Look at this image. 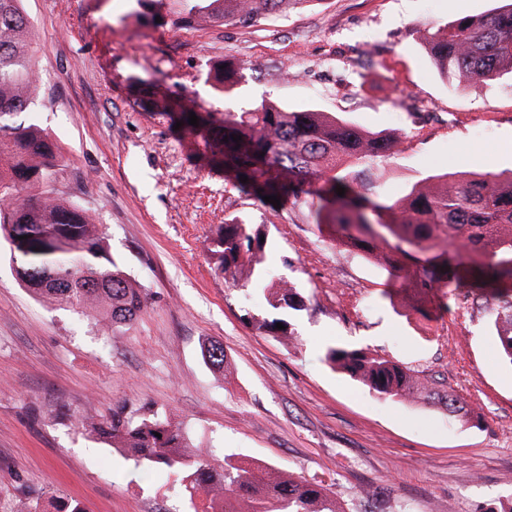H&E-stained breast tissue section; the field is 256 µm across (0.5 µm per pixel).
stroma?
<instances>
[{
    "label": "stroma",
    "mask_w": 512,
    "mask_h": 512,
    "mask_svg": "<svg viewBox=\"0 0 512 512\" xmlns=\"http://www.w3.org/2000/svg\"><path fill=\"white\" fill-rule=\"evenodd\" d=\"M502 0H316L249 26L181 29V0H24L40 95L27 118L58 142L61 199L100 225L146 306L108 329L19 281L0 235V512L77 503L87 512H206L181 475L141 477L88 419L174 411L196 456L235 454L323 484L346 512H486L512 500V367L481 304L425 320L384 297L377 262L336 246L307 205L274 207L199 160L157 101L210 112L265 101L313 108L395 134L389 158L361 167L367 192L395 200L428 176L512 169V74L443 82L426 33ZM238 65L223 91L213 76ZM260 225L263 264L306 298L288 346L248 324L276 312L210 252L230 219ZM223 344L225 365L202 357ZM367 348L437 378L480 424L418 400L377 398L324 360Z\"/></svg>",
    "instance_id": "1"
}]
</instances>
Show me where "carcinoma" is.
Returning <instances> with one entry per match:
<instances>
[{"label":"carcinoma","mask_w":512,"mask_h":512,"mask_svg":"<svg viewBox=\"0 0 512 512\" xmlns=\"http://www.w3.org/2000/svg\"><path fill=\"white\" fill-rule=\"evenodd\" d=\"M23 0H0V232L11 243L12 261L24 287L59 303L93 310L117 327L143 309L141 285L112 258L104 233L85 209L56 196L53 186L64 161L58 143L37 124L17 121L37 98L32 31ZM175 25H250L261 15L311 0H184ZM425 50L443 81L490 79L512 71V6L484 16H464L425 38ZM171 123L194 138L209 165H222L233 185L282 205H309L317 227L347 251L373 257L399 283L412 311L430 318L434 299L448 311L460 298L480 301L488 312L503 361L512 365V172L478 175L448 183L433 175L395 201L360 191L352 166L390 155L395 138L365 132L313 109L286 110L264 102L250 112L217 118L180 102L159 107ZM241 140L235 142L233 138ZM248 177L243 183L240 176ZM345 188L340 196L337 187ZM263 234L233 219L211 239L218 268L253 282L274 310H299L305 297L269 277L260 259ZM275 340L298 342L284 318L247 317ZM283 328H276V324ZM325 361L381 398L411 402L423 382L418 372L348 345L327 349ZM448 412L477 423L480 414L448 393ZM112 438L135 468L166 467L183 474L191 492L207 490L218 512H345L316 482L295 479L272 465L236 456L215 465L192 454L175 415L165 409L112 414L90 424Z\"/></svg>","instance_id":"cac0c4a2"}]
</instances>
